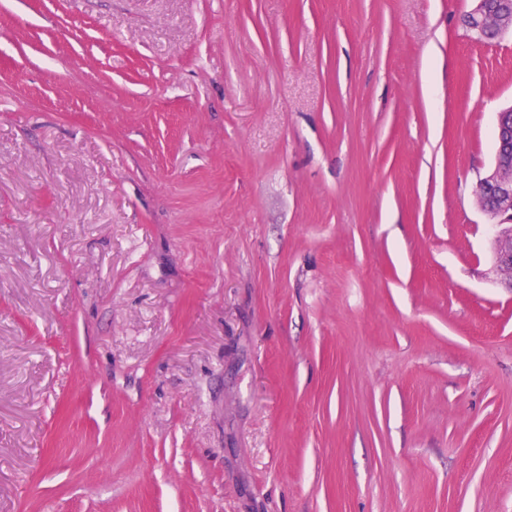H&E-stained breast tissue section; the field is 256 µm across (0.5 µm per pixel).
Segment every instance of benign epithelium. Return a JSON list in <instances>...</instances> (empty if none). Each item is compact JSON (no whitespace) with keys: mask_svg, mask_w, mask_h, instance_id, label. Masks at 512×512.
Segmentation results:
<instances>
[{"mask_svg":"<svg viewBox=\"0 0 512 512\" xmlns=\"http://www.w3.org/2000/svg\"><path fill=\"white\" fill-rule=\"evenodd\" d=\"M474 7L467 13L465 22L477 38L488 33L502 38L512 35V6L504 5L490 11L486 0H473ZM479 186L490 190V197L478 194V203L493 224L492 238L494 267L504 275L501 284L512 291V123L504 113L498 114L496 152L493 167L480 179Z\"/></svg>","mask_w":512,"mask_h":512,"instance_id":"obj_1","label":"benign epithelium"}]
</instances>
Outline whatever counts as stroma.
<instances>
[{
    "instance_id": "35a3bbf8",
    "label": "stroma",
    "mask_w": 512,
    "mask_h": 512,
    "mask_svg": "<svg viewBox=\"0 0 512 512\" xmlns=\"http://www.w3.org/2000/svg\"><path fill=\"white\" fill-rule=\"evenodd\" d=\"M472 0H0V512H512Z\"/></svg>"
}]
</instances>
